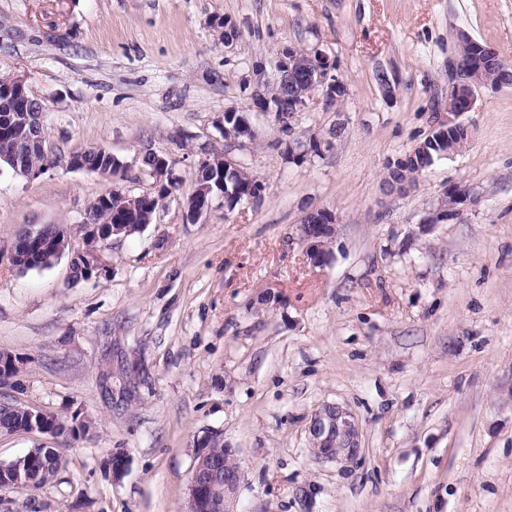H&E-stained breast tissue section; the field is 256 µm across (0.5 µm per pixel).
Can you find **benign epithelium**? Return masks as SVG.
I'll list each match as a JSON object with an SVG mask.
<instances>
[{
  "label": "benign epithelium",
  "instance_id": "7a95c632",
  "mask_svg": "<svg viewBox=\"0 0 512 512\" xmlns=\"http://www.w3.org/2000/svg\"><path fill=\"white\" fill-rule=\"evenodd\" d=\"M457 41L472 47L471 58L467 62L452 65L451 93L455 96L459 108L448 113L447 124L435 128L428 139H447L449 134H457L467 129L459 121V117L471 111L477 90L485 84L476 80L475 73L494 70L502 66L499 56L487 47L477 43L469 34L460 32ZM278 80L285 86L284 95L271 103L263 93L253 95V106L260 112H273L278 116L285 113L299 112L308 107L311 93L318 89L327 96L333 97L345 92L343 82L333 74L334 63L329 56L318 49L298 51L292 48L284 49L277 62ZM224 139L244 143L255 130L251 123L237 120V111L227 110L223 118ZM12 143V151L3 159L13 168L15 175L34 179L42 172L34 167L26 166L27 156L40 153L50 155L52 151L47 146V138L43 123V108L39 100L29 96L26 80L22 76L0 77V139ZM103 154V165L92 170L84 162L85 151H72L66 156L56 157V163L64 165L73 171L94 172L99 175L115 176L123 169V163L112 152L99 148ZM152 164L148 169L154 179V191L145 192L131 198L132 206L147 210L148 216H153L160 202L168 196L171 186V168L167 156L155 152L148 153ZM221 166L215 182L224 186V173L235 167V163L227 158H208L201 162V167L209 169ZM448 194L455 197V207L451 209H436L432 216L426 219L428 224L446 221L456 215L457 206L466 202L467 196L458 192L457 188L448 189ZM212 185L198 183L188 198L186 220L195 222L206 213L212 203ZM85 227L95 235L94 242L84 250H70L71 240L66 236H58L45 241L40 232L30 228L29 237L23 243V248L34 254L47 252L59 258L66 252H71L70 260L83 259L92 277L98 278L106 271L103 259V247L107 246L113 237H124L132 231L128 224H108L99 221L91 212H86L83 219ZM336 216L332 212L311 211L307 213L300 224V236L306 244L307 258L314 264H320L328 259L324 239L335 227ZM318 448L327 456L336 454L337 445L355 448V424L342 412L328 409L316 418L312 428ZM196 452L192 467V475L187 489V497L183 512H234V497L240 484L242 473L219 465L209 456V436L203 435L196 440ZM224 482V499L220 500L210 495V489L217 482Z\"/></svg>",
  "mask_w": 512,
  "mask_h": 512
}]
</instances>
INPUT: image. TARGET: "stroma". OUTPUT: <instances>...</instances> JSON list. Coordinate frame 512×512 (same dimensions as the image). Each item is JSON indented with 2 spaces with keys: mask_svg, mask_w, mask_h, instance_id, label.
<instances>
[{
  "mask_svg": "<svg viewBox=\"0 0 512 512\" xmlns=\"http://www.w3.org/2000/svg\"><path fill=\"white\" fill-rule=\"evenodd\" d=\"M461 31L512 63V0H0V76H25L52 151L125 164L34 180L0 165V351L24 360L0 398L94 424L72 447L0 436V464L35 448L62 461L42 488H0V512H182L206 432L243 473L235 512H512V85L477 92L463 151L407 192L384 184L447 119ZM288 47L326 53L346 92L283 124L251 97ZM229 109L255 141L225 140ZM150 150L174 187L151 224L113 238L105 274L74 280L66 256L12 265L27 224L67 225L84 248L97 197L153 190ZM216 152L265 191L189 223ZM451 186L467 202L429 223ZM320 209L338 224L315 267L299 224ZM330 407L355 424L352 453L317 447Z\"/></svg>",
  "mask_w": 512,
  "mask_h": 512,
  "instance_id": "1",
  "label": "stroma"
}]
</instances>
